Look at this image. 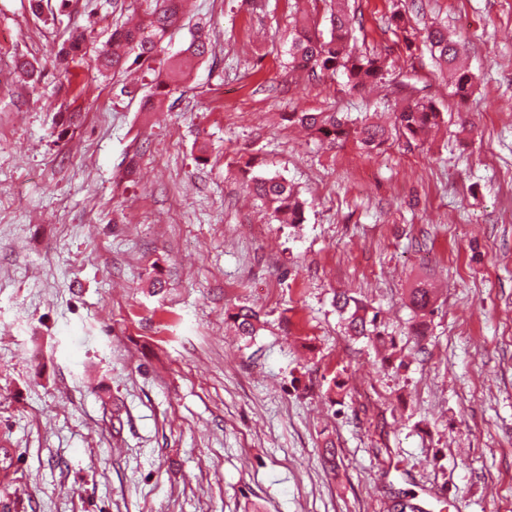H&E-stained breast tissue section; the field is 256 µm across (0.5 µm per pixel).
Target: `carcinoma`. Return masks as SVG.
Instances as JSON below:
<instances>
[{"instance_id": "1", "label": "carcinoma", "mask_w": 512, "mask_h": 512, "mask_svg": "<svg viewBox=\"0 0 512 512\" xmlns=\"http://www.w3.org/2000/svg\"><path fill=\"white\" fill-rule=\"evenodd\" d=\"M153 8L145 20L130 19L112 31L110 39L100 48L92 51L91 60L99 72H119L126 68L128 61L153 69L158 47L169 36L182 18L183 0H151ZM313 9L294 17L295 35L288 50L292 68L295 70L320 71L324 74L338 72L346 76L350 90L362 92L383 81L385 65L375 54H360L349 44L355 27V16L351 14L348 0H311ZM324 3L329 13V35L318 29V3ZM435 65L448 71L455 94L465 97L473 82L468 71L458 65L462 52L461 42L448 40V34L440 27L428 30L425 39ZM87 37L82 32L71 35L68 43L55 52V62L66 66L75 59L88 55ZM208 53V42L195 37L181 53L166 60L164 77L157 82L155 91L143 101V111L154 109L155 102L170 92L193 65ZM15 71L25 79L36 82L40 71L23 56L14 60ZM288 122L305 128L311 137L334 146L353 138L362 148L372 151L384 145L389 138L388 129L367 119L358 123L340 119L334 112H290ZM442 122V113L431 99L407 100L395 116V129L407 139L420 141L426 133ZM246 190L267 204L275 219L281 224H301L304 221L305 202L288 182L278 176H254L243 169ZM409 302L417 316L422 318L417 327L425 325L423 318L433 312V293L429 285L420 281L411 289ZM336 311L344 321L345 333L352 337L378 336L377 316H368V309L346 293L334 296ZM239 335L252 337L261 329L257 312L242 306L229 315Z\"/></svg>"}]
</instances>
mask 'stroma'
Listing matches in <instances>:
<instances>
[{"label": "stroma", "instance_id": "obj_1", "mask_svg": "<svg viewBox=\"0 0 512 512\" xmlns=\"http://www.w3.org/2000/svg\"><path fill=\"white\" fill-rule=\"evenodd\" d=\"M348 4L387 67L373 91L290 70L289 0H189L160 55L197 34L210 52L145 112L155 72L48 54L77 28L106 42L136 0H0V512H389L404 492L512 512V0ZM431 26L466 45L467 99ZM406 79L444 117L426 140L332 148L286 119L390 127ZM245 166L288 180L303 223L250 197ZM340 291L379 335H346ZM409 302L416 315L422 319L416 327H423L425 325L423 318L433 312L431 309L434 304L432 289L425 281L418 282L414 288H411ZM236 325L239 335L245 338L256 336L261 329V321L257 312L248 306H241L236 312L229 315Z\"/></svg>", "mask_w": 512, "mask_h": 512}]
</instances>
